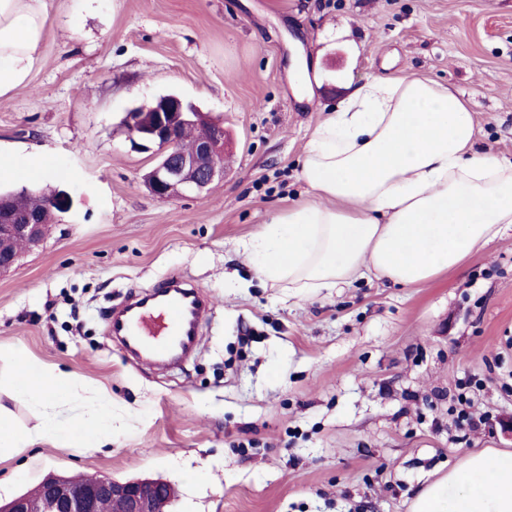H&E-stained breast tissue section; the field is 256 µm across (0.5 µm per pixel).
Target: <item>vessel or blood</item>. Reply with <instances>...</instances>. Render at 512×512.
Returning <instances> with one entry per match:
<instances>
[{
    "label": "vessel or blood",
    "instance_id": "b4317fda",
    "mask_svg": "<svg viewBox=\"0 0 512 512\" xmlns=\"http://www.w3.org/2000/svg\"><path fill=\"white\" fill-rule=\"evenodd\" d=\"M207 309L198 286L182 276L164 282L162 287L145 291L112 317V334L127 351L149 346V357L156 362L169 360L174 344L192 349Z\"/></svg>",
    "mask_w": 512,
    "mask_h": 512
}]
</instances>
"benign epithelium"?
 <instances>
[{
    "mask_svg": "<svg viewBox=\"0 0 512 512\" xmlns=\"http://www.w3.org/2000/svg\"><path fill=\"white\" fill-rule=\"evenodd\" d=\"M124 126L132 149L155 153L156 163L144 175V183L157 199L199 194L224 176V151L229 142L224 124L212 121L180 96L164 95L144 109L127 113ZM186 126L208 129L190 150L179 139ZM46 224L43 213L12 211L9 200H0V273L14 265L19 249L41 242ZM175 497L174 485L162 480H116L100 475L77 483L50 476L36 494L23 493L0 505V512H102L106 501L119 504L120 512H156L158 503H170Z\"/></svg>",
    "mask_w": 512,
    "mask_h": 512,
    "instance_id": "benign-epithelium-1",
    "label": "benign epithelium"
}]
</instances>
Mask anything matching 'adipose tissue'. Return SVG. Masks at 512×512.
I'll use <instances>...</instances> for the list:
<instances>
[{"instance_id": "1", "label": "adipose tissue", "mask_w": 512, "mask_h": 512, "mask_svg": "<svg viewBox=\"0 0 512 512\" xmlns=\"http://www.w3.org/2000/svg\"><path fill=\"white\" fill-rule=\"evenodd\" d=\"M46 0H0V97L28 80L43 53ZM307 199L262 224L245 244L257 277L289 296H329L358 279L432 281L512 226V160L482 150L473 114L448 86L372 76L309 134ZM12 390L44 404L42 423L12 427L0 412V452L51 442L78 452L112 443V411L85 414L66 372L25 353ZM410 512H512V452L486 449L424 485Z\"/></svg>"}]
</instances>
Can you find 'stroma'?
Instances as JSON below:
<instances>
[{"instance_id": "stroma-1", "label": "stroma", "mask_w": 512, "mask_h": 512, "mask_svg": "<svg viewBox=\"0 0 512 512\" xmlns=\"http://www.w3.org/2000/svg\"><path fill=\"white\" fill-rule=\"evenodd\" d=\"M41 61L0 98V188L66 193L41 244L0 275V411L19 428L12 349L111 405L112 445L0 456V503L47 476L154 478L168 512H409L466 455L512 451V229L462 267L327 298L263 286L240 244L304 197L303 146L373 74L417 72L468 102L512 158V0H47ZM176 93L223 119L226 168L163 202L126 112ZM44 163L29 173L32 159ZM211 296L179 368L132 364L109 317L163 278ZM484 425L459 430V396Z\"/></svg>"}]
</instances>
